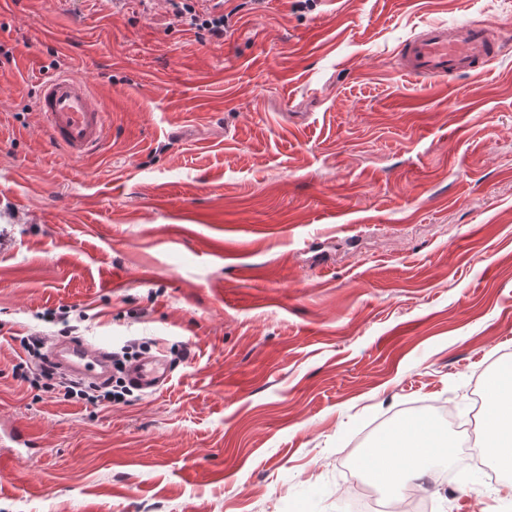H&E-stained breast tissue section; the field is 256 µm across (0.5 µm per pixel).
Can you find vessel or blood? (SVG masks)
<instances>
[{"mask_svg":"<svg viewBox=\"0 0 512 512\" xmlns=\"http://www.w3.org/2000/svg\"><path fill=\"white\" fill-rule=\"evenodd\" d=\"M491 29L482 21L463 28L440 25L427 27L401 54V68L407 75L430 81L452 74L478 75L482 61L489 57ZM38 117L49 144L73 159L100 151L110 138L106 106L92 85L67 72L43 81L36 95ZM70 357L63 363L70 374L96 381L106 380L110 352L90 348L85 342L69 345ZM170 377L167 363L156 356L133 362L128 381L139 390L156 391ZM0 443L16 448H31L35 442L19 425L1 426Z\"/></svg>","mask_w":512,"mask_h":512,"instance_id":"vessel-or-blood-1","label":"vessel or blood"}]
</instances>
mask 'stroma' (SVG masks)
Wrapping results in <instances>:
<instances>
[{
    "label": "stroma",
    "instance_id": "stroma-1",
    "mask_svg": "<svg viewBox=\"0 0 512 512\" xmlns=\"http://www.w3.org/2000/svg\"><path fill=\"white\" fill-rule=\"evenodd\" d=\"M223 43L111 0H0V512H385L354 463L399 410L481 423L512 366V0H226ZM495 22L480 76L402 72ZM88 79L111 137L49 147L35 91ZM68 311L67 321L55 312ZM141 344L171 378L109 407L15 375L20 339ZM425 512H512L470 433ZM1 445L11 444L12 448H33L36 442L31 438L28 431L20 425L4 427L0 424Z\"/></svg>",
    "mask_w": 512,
    "mask_h": 512
}]
</instances>
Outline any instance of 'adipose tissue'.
I'll return each instance as SVG.
<instances>
[{
	"label": "adipose tissue",
	"mask_w": 512,
	"mask_h": 512,
	"mask_svg": "<svg viewBox=\"0 0 512 512\" xmlns=\"http://www.w3.org/2000/svg\"><path fill=\"white\" fill-rule=\"evenodd\" d=\"M485 396L492 409L483 422L489 449L496 455L498 468L512 473V373L493 378ZM440 434L429 420L414 421L382 435L377 445L380 453L367 459L366 469L372 478L389 486L393 493H403L421 476L426 461L453 455V448H440Z\"/></svg>",
	"instance_id": "1"
}]
</instances>
